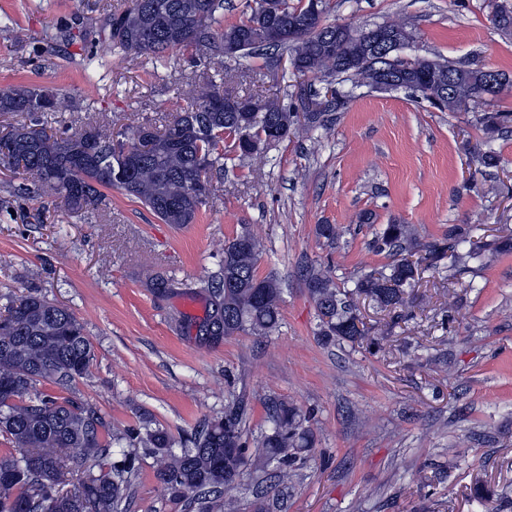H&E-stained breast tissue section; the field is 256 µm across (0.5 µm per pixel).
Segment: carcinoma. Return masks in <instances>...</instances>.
I'll list each match as a JSON object with an SVG mask.
<instances>
[{"mask_svg": "<svg viewBox=\"0 0 512 512\" xmlns=\"http://www.w3.org/2000/svg\"><path fill=\"white\" fill-rule=\"evenodd\" d=\"M239 23L224 25V0H125L108 13L106 22L85 16L82 28L99 35L100 55L86 69L96 71L103 59L119 51L163 63L173 50L199 51L215 61L214 74L186 79L169 104L171 120L158 128L142 124L128 141L114 138L112 126L60 131L48 116L69 110L68 100L37 85L0 88V115L20 120L0 127V163L23 180L28 193L48 197L74 213L95 210L100 188H117L138 200L165 224H192L207 195L198 184L224 165V138L231 151L244 157L250 137L261 145L288 138L296 125L306 130L327 126L331 105L341 107L343 95L303 103V118L284 111L274 98L240 96L225 87L224 68L269 49L286 53L302 75L333 83L343 79L354 87L376 91L386 78L371 61L374 48L365 29L339 28L326 21V0H264ZM493 24L512 32V3L500 0ZM401 89L418 94L441 110L455 112L461 103L479 104L512 89V78L485 89L487 68L464 67L441 56H421L418 66L397 69ZM454 82L450 89L443 83ZM51 100L39 108L40 96ZM512 122L510 112H486L481 124L490 137L478 159L494 166L498 154L493 134ZM372 247L389 262L363 271L353 287L338 285L332 271L312 265L305 278L318 312L317 336L324 343L347 344L374 356L378 338L369 335L357 314L355 299L364 297L392 313L396 324L415 317L419 269L455 279L489 265L512 248V237L488 239L476 225H453L440 238L426 240L410 224H381ZM259 238L245 228L224 244V260L207 283L214 322L211 344L249 333L270 337L281 321V281L258 275ZM95 354L83 326L64 306L30 293L12 302L0 319V435L14 453L0 457V512H122L130 497L136 454L124 453L110 472L90 474L65 496L55 489L72 470L97 461L105 452L99 433L105 427L97 411L70 397L40 391L52 384L64 391L87 376ZM265 410L260 435L245 433L249 419L245 395L230 392L224 416L205 422L175 449L164 428L149 424L136 438L156 457L157 478L183 510L199 505L210 512L207 496L230 488L249 474L256 487L272 489L297 478L296 463L314 442L301 408L275 395L259 398ZM197 495L189 501L187 496Z\"/></svg>", "mask_w": 512, "mask_h": 512, "instance_id": "cac0c4a2", "label": "carcinoma"}]
</instances>
